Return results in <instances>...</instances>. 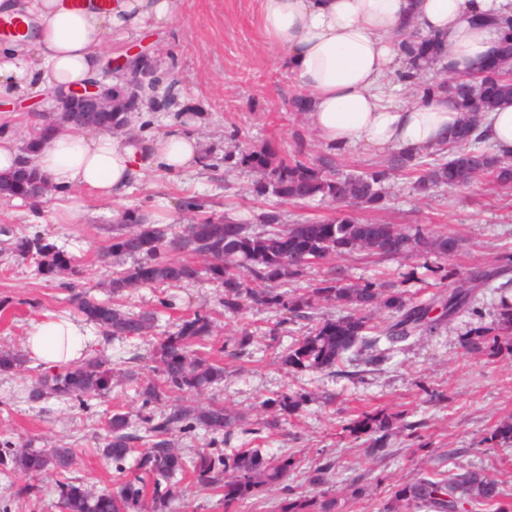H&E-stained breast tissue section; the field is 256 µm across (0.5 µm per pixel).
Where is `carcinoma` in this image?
Masks as SVG:
<instances>
[{
  "instance_id": "obj_1",
  "label": "carcinoma",
  "mask_w": 512,
  "mask_h": 512,
  "mask_svg": "<svg viewBox=\"0 0 512 512\" xmlns=\"http://www.w3.org/2000/svg\"><path fill=\"white\" fill-rule=\"evenodd\" d=\"M402 50L408 55L428 60L435 51L433 41L418 30L400 35ZM495 57L512 58V16L501 18L498 51ZM402 83L416 92L439 93L448 96L462 113L459 124L450 132L440 153L451 152L447 161H427L419 153L398 152L365 172L344 177L322 174L299 157L290 161L276 160L269 150L238 153V163L260 174L253 184L258 196L272 194L284 202L319 200L334 203H361L377 208L383 202V183L393 169H406L418 175L419 189L432 185H466L488 173L505 185L512 183V167L499 156L483 148L476 134L479 113L491 111L503 98H512V78L505 72L488 73L475 83L458 75L451 84L421 83L417 74L400 76ZM141 109L137 97H124L121 108L112 113L111 126L128 125L129 114ZM44 175L28 164L0 179V194L9 197H34ZM456 240L435 238L425 231L404 233L396 224L385 221L363 222L353 218L333 219L317 223L285 225L275 211L261 216L260 228L239 224L230 219L215 220L200 217L186 225L179 235H168L167 228L151 223L148 217L127 213L124 223L112 228L109 250L132 259V264L112 273L108 281L112 300L103 301L82 296L78 309L85 319L99 326L112 337L132 338L151 335L155 313L124 310L116 299L141 287H160L206 276L224 288V309L235 311L252 303L277 312H287L296 319L311 320V310L320 302L336 305L346 314L325 319L309 328L282 356V363L292 369L331 370L343 365L345 355L355 349H373L381 340L394 346L423 332H431L453 317L468 303V292L454 291L446 297H434L425 304H415L401 290L382 289L375 283L345 285L326 276L310 284L305 292L290 295L270 287V284L297 279L311 259L348 254L369 249L385 257L422 255L432 251L451 253ZM18 256L39 260L45 276L72 272V261L58 251L55 244L41 236L22 237L15 243ZM186 252H203L209 263L198 266L180 260ZM444 313L430 316L435 306ZM380 307L396 313L394 319L372 324L367 312ZM213 321L207 313H196L181 320L177 330L157 339L153 360L158 364L160 380H139L130 373L127 379L136 384L142 406L167 402L177 394L202 395L224 379V366L199 352L213 336ZM512 331V302L501 299L497 327H480L474 331L470 344L482 349L487 337L495 331ZM25 363L19 351H0V371L7 372ZM112 368L98 355L43 378L33 390L34 399L55 398L82 405L88 399L109 389ZM307 400L303 393H280L266 401L278 415L267 422L278 426L279 417L294 414ZM142 433L130 431L128 414L117 411L103 422L105 456L116 463L122 474L115 487L96 496L78 481L66 477L73 465L70 448H0V467L6 472L30 475L56 473L59 480L55 492L63 512H172L178 499L177 476H189L194 483L223 496L224 512H251L254 500L266 488L283 486L286 496L277 504V512H336L337 501L326 495H298L285 482L297 465L291 455L266 459L259 448H237L231 452L214 453L202 450L191 456L183 455L171 446L169 435L202 427L213 435H232L234 417L220 403L206 406L170 404L160 419L152 415L143 418ZM389 425L386 415L360 413L347 427L349 433L378 436L375 444L383 443ZM140 442L144 450L125 474L123 467L132 445ZM501 492L495 480L478 471L455 467L439 477H420L392 492V501L412 502L428 512H477L483 506H494L496 512H512L499 502Z\"/></svg>"
}]
</instances>
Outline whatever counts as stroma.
I'll return each mask as SVG.
<instances>
[{
  "instance_id": "35a3bbf8",
  "label": "stroma",
  "mask_w": 512,
  "mask_h": 512,
  "mask_svg": "<svg viewBox=\"0 0 512 512\" xmlns=\"http://www.w3.org/2000/svg\"><path fill=\"white\" fill-rule=\"evenodd\" d=\"M172 23L155 31H139L113 39V56L135 48L149 50L158 65L157 106L132 113L123 139L144 144L172 129L198 138L200 162L190 169L168 172L147 167L143 177L128 184L118 201L78 191L74 201L81 214L68 220L56 195L41 205L14 204L0 197V350H25L35 321L67 318L81 322L75 297L88 292L107 298L106 284L121 258L106 256L112 225L126 212L140 210L162 217L171 232H181L193 214L185 204L204 202L214 217L230 215L258 224L261 213L278 210L281 220H328L352 216L377 217L411 230L422 228L456 239L448 255L383 258L363 249L309 265L304 277L289 281L288 292L299 293L312 280L337 272L347 283L367 280L386 288H404L416 301L468 288L465 272L475 266H496L493 284L475 291L468 307L434 333H424L377 350H353L344 372L297 371L281 363L289 345L306 332V321L284 322L282 313L256 305L226 312L223 288L206 279L161 288H139L127 305L157 311V333L173 330L180 317L207 312L215 319L208 347L224 363V381L200 396H182L183 404L224 403L237 418L229 442L202 429L173 442L185 454L230 445L261 448L275 457L294 456L298 466L288 478L296 492L335 493L339 512H379L396 486L421 476L443 474L461 464L483 471L497 481L504 499L512 501V444L491 441L499 423L512 419V341L499 339L490 355L470 349L468 333L494 323L501 297H512V185L486 176L456 188L419 192L413 176L394 172L385 184L381 211L362 206L300 201L279 204L276 197L255 196V172L225 161L234 148H274L279 155L304 152L309 159L327 155V147L307 126L294 102L304 91L282 66L277 48L268 42L259 21L258 0H175ZM51 96H19L0 103V135L25 147L36 126L33 113L50 111ZM42 235L64 249L76 274L47 277L33 260L16 256L22 236ZM248 331L252 343L239 359L221 351L235 334ZM92 351L111 367L108 392L91 399L89 408L56 399L31 400L44 371L27 359L20 369L0 372V443L13 447L74 449L70 471L94 492L112 489L115 465L103 454L100 423L113 409L128 413L140 430L141 400L124 373L138 371L142 380L158 379L152 347L142 338L118 339L89 326ZM306 394L302 407L273 430L264 424L274 411L265 400L284 391ZM384 409L402 413L388 431L385 454L369 453L350 438L346 426L353 412ZM417 430H407V423ZM332 462L317 474V465ZM40 489L39 502L22 495L28 485ZM0 512H59L54 474H0Z\"/></svg>"
}]
</instances>
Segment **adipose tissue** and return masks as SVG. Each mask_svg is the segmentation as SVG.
<instances>
[{
  "mask_svg": "<svg viewBox=\"0 0 512 512\" xmlns=\"http://www.w3.org/2000/svg\"><path fill=\"white\" fill-rule=\"evenodd\" d=\"M174 10L173 0H111L105 10L97 0H84L80 10L70 0H0V14L38 21L33 41L0 55V97L103 80L101 56L113 36L167 25ZM503 12L512 14V0H259L267 39L306 92L310 128L328 147L378 153L437 148L461 118L444 96L405 104L386 91L387 74L403 61L395 32L415 23L444 41L437 69L471 73L495 44L494 20ZM29 53L34 63L20 65ZM480 121L497 153L512 156V99L481 113ZM199 150L194 137L176 129L141 147L103 132L60 128L31 155L0 138V173L29 160L58 193L90 190L113 200L148 164L181 169L197 161ZM89 341L76 323L47 318L32 323L26 349L55 370L83 358Z\"/></svg>",
  "mask_w": 512,
  "mask_h": 512,
  "instance_id": "ef3b65f1",
  "label": "adipose tissue"
}]
</instances>
